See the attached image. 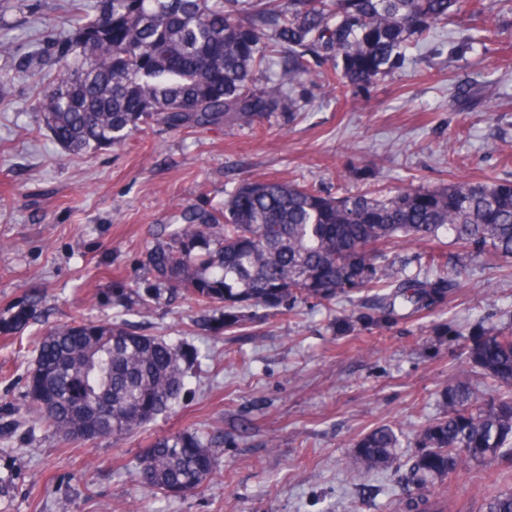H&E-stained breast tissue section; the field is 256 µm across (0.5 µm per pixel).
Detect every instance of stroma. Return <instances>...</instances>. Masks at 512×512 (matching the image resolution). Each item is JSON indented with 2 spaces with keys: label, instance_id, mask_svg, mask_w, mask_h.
Masks as SVG:
<instances>
[{
  "label": "stroma",
  "instance_id": "35a3bbf8",
  "mask_svg": "<svg viewBox=\"0 0 512 512\" xmlns=\"http://www.w3.org/2000/svg\"><path fill=\"white\" fill-rule=\"evenodd\" d=\"M462 11L417 56L342 97L308 80L301 109L247 129L193 133L154 129L127 145L81 155L49 137L33 103L47 30L71 26L69 0H0V318L24 295L43 300L23 333H0V512H391L406 492L403 471L356 472L358 438L381 425L401 433L398 454L415 453L413 431L440 417V392L464 359L467 335L512 325V275L467 261L456 294L437 316L340 336L337 319L365 302L359 293L302 304L300 317L258 311L249 335L227 339L197 326L198 307L176 298L153 312L124 313L133 331L197 349L180 401L120 444L65 443L23 422L27 371L41 334L76 312L112 314L93 294L115 284L145 287L146 254L186 205L223 207L247 178L306 182L335 194L425 189L459 178L512 182V2ZM493 40L452 52L467 28ZM450 323L451 334L437 327ZM185 430L223 437L221 466L204 489L163 496L132 472L158 435ZM512 489V462L459 474L446 485L451 512H479L483 497Z\"/></svg>",
  "mask_w": 512,
  "mask_h": 512
}]
</instances>
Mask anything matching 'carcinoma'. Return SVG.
<instances>
[{
    "label": "carcinoma",
    "instance_id": "obj_1",
    "mask_svg": "<svg viewBox=\"0 0 512 512\" xmlns=\"http://www.w3.org/2000/svg\"><path fill=\"white\" fill-rule=\"evenodd\" d=\"M468 6L482 0H99L94 17L77 18L56 57L55 84L35 98L51 138L81 153L125 144L155 127L195 132L265 127L292 112L293 88L312 74L310 57L336 58L317 76L334 92L371 84ZM147 252L152 281L116 287V309L150 313L169 297L193 301L197 324L236 334L256 308L297 313L311 299L372 293L367 311L336 324L343 335L389 327L444 311L458 287L440 256L427 255L420 276L386 261L400 239L430 244L449 234L460 255L489 270L512 261V184L457 181L435 189L406 187L325 195L309 185L245 180L224 209L187 206ZM37 299L15 305L0 330L23 331ZM465 366L480 371L492 394L478 398L464 375L441 391L443 416L421 426L409 460V493L396 512H447L431 488L492 459L512 460V327L475 333ZM199 353L162 336L133 332L114 316L82 314L41 339L27 377L26 413L62 439L110 438L117 444L168 412ZM221 437L182 431L156 439L138 456L139 485L184 495L215 475ZM400 436L390 425L355 444L354 470L399 466ZM483 512H512V489L485 500Z\"/></svg>",
    "mask_w": 512,
    "mask_h": 512
}]
</instances>
